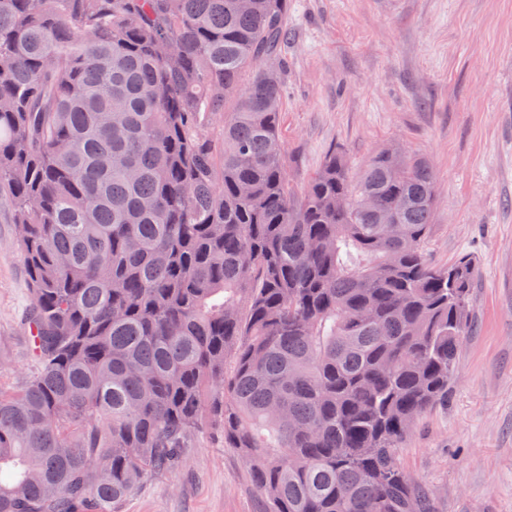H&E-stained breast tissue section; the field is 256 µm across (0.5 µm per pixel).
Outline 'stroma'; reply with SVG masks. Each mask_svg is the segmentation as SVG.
Returning <instances> with one entry per match:
<instances>
[{
  "label": "stroma",
  "mask_w": 512,
  "mask_h": 512,
  "mask_svg": "<svg viewBox=\"0 0 512 512\" xmlns=\"http://www.w3.org/2000/svg\"><path fill=\"white\" fill-rule=\"evenodd\" d=\"M281 115L288 186L331 150L352 173L394 145L425 158L429 259L476 262L472 329L448 404L399 450L433 512H512V0H288ZM30 279L0 199V389L35 368ZM238 449L205 430L182 469L145 478L123 512H267Z\"/></svg>",
  "instance_id": "stroma-1"
}]
</instances>
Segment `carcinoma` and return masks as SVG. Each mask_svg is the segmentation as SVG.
<instances>
[{"instance_id":"obj_1","label":"carcinoma","mask_w":512,"mask_h":512,"mask_svg":"<svg viewBox=\"0 0 512 512\" xmlns=\"http://www.w3.org/2000/svg\"><path fill=\"white\" fill-rule=\"evenodd\" d=\"M287 15L0 0L37 361L0 393V512H121L216 425L268 512H432L398 448L448 402L475 263L430 261L433 171L397 148L356 177L333 151L294 199Z\"/></svg>"}]
</instances>
